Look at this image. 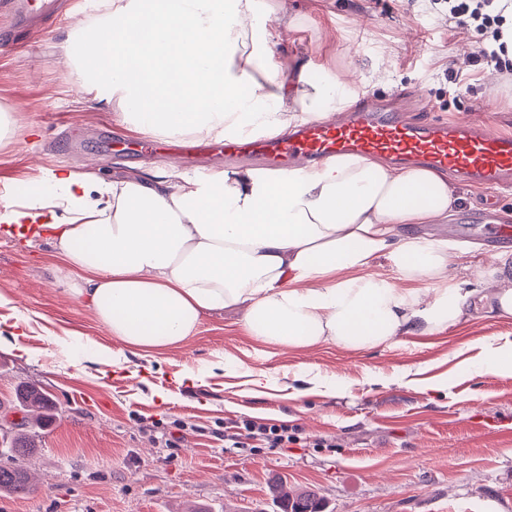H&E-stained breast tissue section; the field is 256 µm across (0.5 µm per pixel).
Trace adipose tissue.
<instances>
[{
    "label": "adipose tissue",
    "mask_w": 512,
    "mask_h": 512,
    "mask_svg": "<svg viewBox=\"0 0 512 512\" xmlns=\"http://www.w3.org/2000/svg\"><path fill=\"white\" fill-rule=\"evenodd\" d=\"M271 11L255 54L243 50L254 0H112L65 56L119 103L115 123L154 138L284 136L349 109L365 86L355 52L310 79L288 51L297 26L286 0ZM40 183L27 205L0 198V233L49 240L58 284L140 359L160 360L224 309L256 341L292 350H370L482 309L512 318V255L452 283L459 257L447 239L411 233L447 223L457 204L433 169L340 156L194 176L173 164L150 182L50 170Z\"/></svg>",
    "instance_id": "adipose-tissue-1"
}]
</instances>
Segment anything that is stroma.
I'll use <instances>...</instances> for the list:
<instances>
[{"label": "stroma", "instance_id": "stroma-1", "mask_svg": "<svg viewBox=\"0 0 512 512\" xmlns=\"http://www.w3.org/2000/svg\"><path fill=\"white\" fill-rule=\"evenodd\" d=\"M299 29L288 51L322 67H343V45L325 52L333 28L349 31L364 76L387 81L366 100L421 117L476 115L512 129V78L474 56L458 58L461 39L485 32L449 28L424 0H288ZM107 0H83L77 14L16 34L0 46V113L12 126L0 137V184L24 201L43 171L65 168L109 181L152 178L170 152L152 159L113 151L133 132L112 120L115 102L90 91L62 55L71 33L98 20ZM400 53L382 57V43ZM457 224H484L486 213L512 220V188L459 185ZM54 248L0 235V453L23 413L15 392L29 383L52 400L48 425L29 423L36 440L25 466L36 484L25 496L0 493V512H279V494L314 490L325 512H512V375L469 370L486 342L512 337V319L479 313L456 330L406 337L385 347L336 346L301 354L256 342L232 312L205 314L198 332L165 362L130 358L107 371L118 351L89 310L52 286ZM29 319L31 358L19 357L10 325ZM72 331L92 337L87 346ZM229 353L263 373L247 383ZM321 383L306 386L305 365ZM207 367L204 385L184 386L160 404L162 376L183 366ZM287 426L285 448L263 441L230 447L245 422Z\"/></svg>", "mask_w": 512, "mask_h": 512}]
</instances>
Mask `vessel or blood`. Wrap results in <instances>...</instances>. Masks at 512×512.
<instances>
[{
	"label": "vessel or blood",
	"mask_w": 512,
	"mask_h": 512,
	"mask_svg": "<svg viewBox=\"0 0 512 512\" xmlns=\"http://www.w3.org/2000/svg\"><path fill=\"white\" fill-rule=\"evenodd\" d=\"M252 154L321 162L337 155L380 154L417 163L489 188L512 184V131L473 118L399 120L371 107L306 124L285 139H263Z\"/></svg>",
	"instance_id": "1"
}]
</instances>
